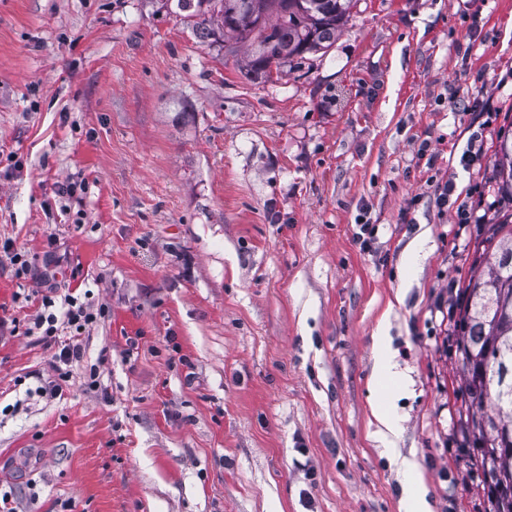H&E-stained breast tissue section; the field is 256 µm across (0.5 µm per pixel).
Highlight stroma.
I'll return each mask as SVG.
<instances>
[{
	"label": "stroma",
	"instance_id": "1",
	"mask_svg": "<svg viewBox=\"0 0 512 512\" xmlns=\"http://www.w3.org/2000/svg\"><path fill=\"white\" fill-rule=\"evenodd\" d=\"M247 61L174 0H0V241L47 276L0 254V495L404 512L372 417L389 403L432 512H489L455 323L512 214L493 178L512 0H356L327 52L267 82ZM68 180L85 190L59 197ZM51 288L109 307L53 398L57 347L23 331ZM380 328L404 382H370ZM3 251L8 253L10 256V261L12 266H14L15 276L21 278L22 276H34L36 274V269L33 262L29 259L28 254H25L21 250L14 247L11 241H5L3 246Z\"/></svg>",
	"mask_w": 512,
	"mask_h": 512
}]
</instances>
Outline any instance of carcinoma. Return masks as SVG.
<instances>
[{"label": "carcinoma", "mask_w": 512, "mask_h": 512, "mask_svg": "<svg viewBox=\"0 0 512 512\" xmlns=\"http://www.w3.org/2000/svg\"><path fill=\"white\" fill-rule=\"evenodd\" d=\"M355 0H177L181 17L203 43L232 39L247 46L244 75L271 80L275 68L329 49ZM494 178L512 196V140L503 137ZM498 242L485 270L464 289L457 351L471 399L465 430L480 451L491 512H512V399L500 392L512 378V225L497 224ZM508 352L501 363L497 347Z\"/></svg>", "instance_id": "cac0c4a2"}]
</instances>
